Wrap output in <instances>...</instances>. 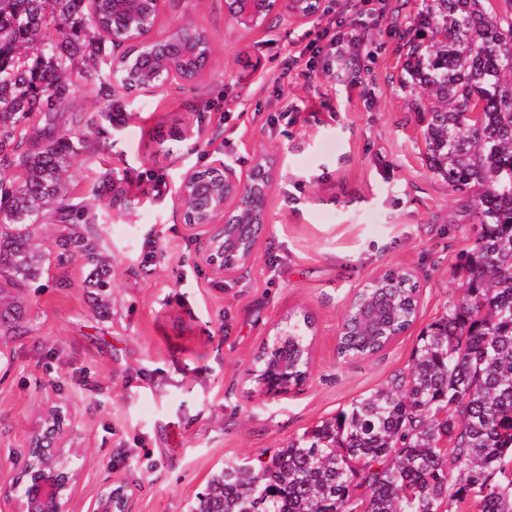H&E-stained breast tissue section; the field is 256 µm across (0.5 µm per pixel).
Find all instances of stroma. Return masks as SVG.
Wrapping results in <instances>:
<instances>
[{
	"label": "stroma",
	"instance_id": "stroma-1",
	"mask_svg": "<svg viewBox=\"0 0 512 512\" xmlns=\"http://www.w3.org/2000/svg\"><path fill=\"white\" fill-rule=\"evenodd\" d=\"M375 7L345 5L364 34L353 70L307 49L334 0L309 23L276 18L248 39L227 23L224 0H165L156 35L199 23L218 57L211 76L185 90L116 91L85 66L74 69L56 125L81 131L86 148L67 196L87 206L117 277L102 307L81 263L51 242L43 272L21 288L30 331L0 357V482L15 479L52 402L82 450L71 512H85L111 478L128 485V512H186L224 460L269 458L407 371L420 336L461 292L457 257L473 248L479 226L429 169L415 94L403 82L422 0ZM75 113L91 125L74 126ZM268 151L281 170L253 258L230 277L194 276L199 242L176 208L179 173L217 156L245 170ZM149 171L162 175V193ZM107 179L111 196L97 197ZM394 268L412 271L418 285L416 322L375 355L339 360L347 304ZM305 314L309 376L288 392H265L255 355Z\"/></svg>",
	"mask_w": 512,
	"mask_h": 512
}]
</instances>
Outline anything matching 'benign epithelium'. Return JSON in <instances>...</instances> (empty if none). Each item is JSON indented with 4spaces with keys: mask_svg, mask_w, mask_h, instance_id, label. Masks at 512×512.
<instances>
[{
    "mask_svg": "<svg viewBox=\"0 0 512 512\" xmlns=\"http://www.w3.org/2000/svg\"><path fill=\"white\" fill-rule=\"evenodd\" d=\"M227 13L240 32L249 36L269 28L274 16L297 22L310 21L319 10L317 0H232ZM133 3L136 9L122 12L124 25L112 28V47L125 43L142 50L136 59L121 53L113 61L112 87L126 82L125 72H146L149 79L139 84L143 94H156L170 86H194L214 71L216 55L211 37L196 23L173 26L164 39L153 37L163 0H115ZM280 169L277 157L259 154L250 167L237 171L235 165L217 157L204 168H189L180 174L176 203L185 224L200 232L202 247L196 260L221 276H231L248 264L266 223L271 190ZM76 448L66 447L62 417L46 412L33 434L19 476L9 486L0 484V512H70L76 491L77 472L71 468ZM212 470L204 488L187 504L195 512L199 499L214 495ZM86 512H127L125 487L109 482L88 501Z\"/></svg>",
    "mask_w": 512,
    "mask_h": 512,
    "instance_id": "1",
    "label": "benign epithelium"
}]
</instances>
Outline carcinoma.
Masks as SVG:
<instances>
[{"instance_id":"carcinoma-1","label":"carcinoma","mask_w":512,"mask_h":512,"mask_svg":"<svg viewBox=\"0 0 512 512\" xmlns=\"http://www.w3.org/2000/svg\"><path fill=\"white\" fill-rule=\"evenodd\" d=\"M485 0H424L403 64L405 83L425 114L430 170L454 190H475L462 212L477 217L474 249L460 255L461 296L420 337L408 371L321 422L269 459L224 462L215 497L222 512H348L359 496L367 512H512V492L495 481L512 463V0L490 11ZM112 0H0V289L40 276L47 249L34 226L59 215L55 243L89 269L87 284L112 292V274L94 240L74 230L84 213L65 204L67 168L84 140L59 135L54 113L78 63L112 69ZM63 24L45 38L49 21ZM480 112L472 121L468 112ZM44 120L29 132L33 116ZM383 278L366 304L380 312L358 347L381 351L416 318L417 285L403 269ZM0 338L29 332L16 297L3 295ZM308 336L294 325L280 337L288 382L308 373ZM448 407V418L437 409Z\"/></svg>"}]
</instances>
